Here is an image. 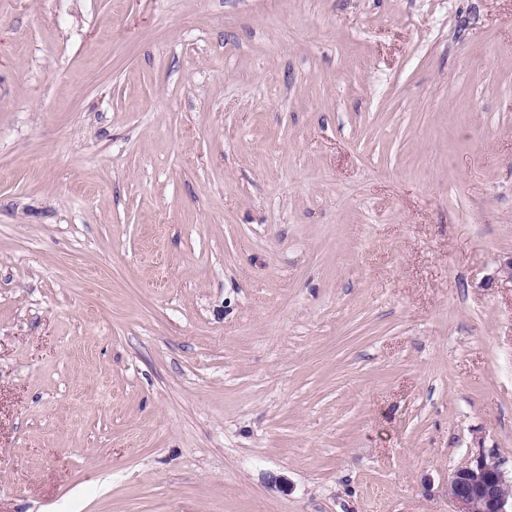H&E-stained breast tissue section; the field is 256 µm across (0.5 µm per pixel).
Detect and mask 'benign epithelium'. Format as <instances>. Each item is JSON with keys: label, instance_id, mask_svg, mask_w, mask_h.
Masks as SVG:
<instances>
[{"label": "benign epithelium", "instance_id": "7a95c632", "mask_svg": "<svg viewBox=\"0 0 512 512\" xmlns=\"http://www.w3.org/2000/svg\"><path fill=\"white\" fill-rule=\"evenodd\" d=\"M447 494L454 512H512V476L483 455L452 473Z\"/></svg>", "mask_w": 512, "mask_h": 512}]
</instances>
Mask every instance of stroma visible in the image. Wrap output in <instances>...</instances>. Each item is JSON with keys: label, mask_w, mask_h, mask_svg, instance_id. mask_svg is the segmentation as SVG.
I'll return each instance as SVG.
<instances>
[{"label": "stroma", "mask_w": 512, "mask_h": 512, "mask_svg": "<svg viewBox=\"0 0 512 512\" xmlns=\"http://www.w3.org/2000/svg\"><path fill=\"white\" fill-rule=\"evenodd\" d=\"M509 255L512 0H0V512H452Z\"/></svg>", "instance_id": "1"}]
</instances>
